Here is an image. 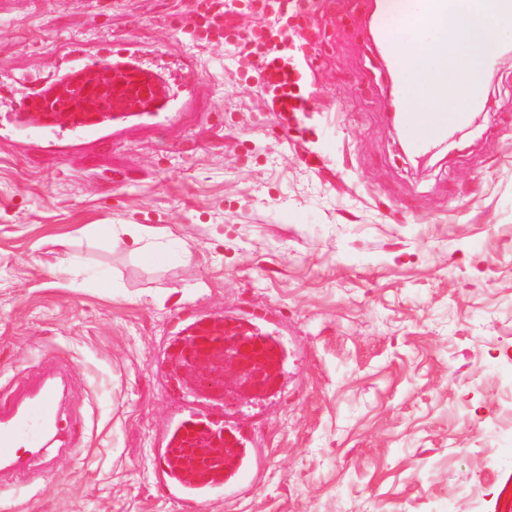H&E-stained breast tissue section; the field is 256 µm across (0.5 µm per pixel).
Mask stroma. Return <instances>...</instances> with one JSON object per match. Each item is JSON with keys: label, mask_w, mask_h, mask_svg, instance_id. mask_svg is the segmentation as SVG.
<instances>
[{"label": "stroma", "mask_w": 512, "mask_h": 512, "mask_svg": "<svg viewBox=\"0 0 512 512\" xmlns=\"http://www.w3.org/2000/svg\"><path fill=\"white\" fill-rule=\"evenodd\" d=\"M374 0H298L288 47L308 109L274 112L234 48L272 15L230 0L226 43L196 0H0V77L36 82L57 48L136 39L188 52L201 112L93 154L0 139V382L69 361L58 427L83 456L0 496V512H183L153 483L177 312L279 309L288 386L259 428L263 482L196 512H492L512 441L481 447L512 373V56L477 126L421 170L390 124ZM166 232L148 264L102 225Z\"/></svg>", "instance_id": "35a3bbf8"}]
</instances>
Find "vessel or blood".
I'll use <instances>...</instances> for the list:
<instances>
[{
    "instance_id": "1",
    "label": "vessel or blood",
    "mask_w": 512,
    "mask_h": 512,
    "mask_svg": "<svg viewBox=\"0 0 512 512\" xmlns=\"http://www.w3.org/2000/svg\"><path fill=\"white\" fill-rule=\"evenodd\" d=\"M447 12L448 0H411L397 16L378 17L374 31L388 53L397 92H406L415 77L405 67L403 52L397 47L398 30ZM63 51L68 63L65 78L84 83L88 70L84 42L67 41ZM101 58L127 67L143 84L166 86V93L146 100L144 112L135 115L106 109L97 113L74 112L65 119L56 106L55 88L4 83L0 85V95L13 100L15 119L11 126L0 129V134L26 146L71 153L107 145L129 124L142 128L163 126L191 109L198 76L192 57L176 58L179 77L175 80L168 79L167 68L145 58L131 41L115 50L103 49ZM467 118V112H404L400 123L412 150L425 153L446 141ZM189 330L188 336L173 343V355L185 354L190 348L206 349L227 336L242 337L250 354L270 362H280L288 351L283 322L272 310L243 318H201L194 320ZM219 387L218 380L206 378L200 391H181L172 419L152 450L156 487L189 510L209 499L250 492L257 486L264 467L257 447L259 420L252 412L251 400H213L211 394ZM57 415V381L46 374L23 377L7 399L0 401V492L14 487L19 475L30 474L34 457H41L44 471H51L53 461L42 458L41 451L59 434Z\"/></svg>"
}]
</instances>
